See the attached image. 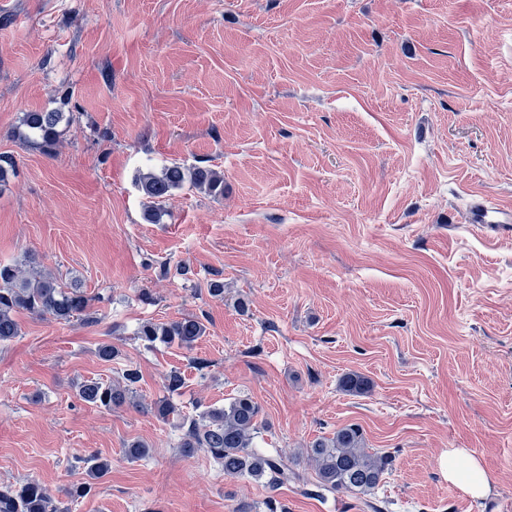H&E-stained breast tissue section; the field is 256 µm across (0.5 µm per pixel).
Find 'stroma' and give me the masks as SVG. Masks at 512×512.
Masks as SVG:
<instances>
[{"mask_svg": "<svg viewBox=\"0 0 512 512\" xmlns=\"http://www.w3.org/2000/svg\"><path fill=\"white\" fill-rule=\"evenodd\" d=\"M35 111L71 118L55 152L16 137ZM0 154V261L79 279L98 318L22 313L0 344V483L38 480L66 512H369L316 496L306 454L356 425L393 457L385 512H512V237L467 221L474 197L512 204V0H0ZM174 162L223 172L224 194L184 186L149 223L136 179ZM192 314L193 348L135 336ZM129 365L133 404L79 400ZM174 369L184 412L250 395L259 447L299 480L182 456L152 410ZM134 440L149 458H125ZM452 448L485 500L449 483ZM89 454L110 472L65 497ZM463 458L466 459L465 464L462 463ZM444 465L449 483L458 486L470 498L481 500L489 494L490 482L479 458L466 455L462 449L452 448L448 450Z\"/></svg>", "mask_w": 512, "mask_h": 512, "instance_id": "stroma-1", "label": "stroma"}]
</instances>
